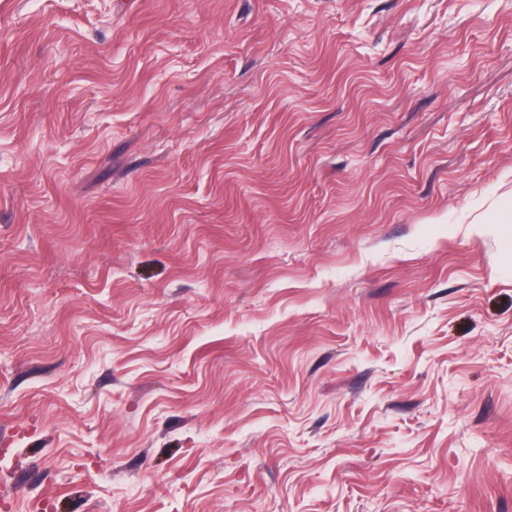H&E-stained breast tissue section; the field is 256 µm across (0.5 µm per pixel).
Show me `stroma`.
Segmentation results:
<instances>
[{
	"instance_id": "obj_1",
	"label": "stroma",
	"mask_w": 512,
	"mask_h": 512,
	"mask_svg": "<svg viewBox=\"0 0 512 512\" xmlns=\"http://www.w3.org/2000/svg\"><path fill=\"white\" fill-rule=\"evenodd\" d=\"M512 0H0V512H512Z\"/></svg>"
}]
</instances>
